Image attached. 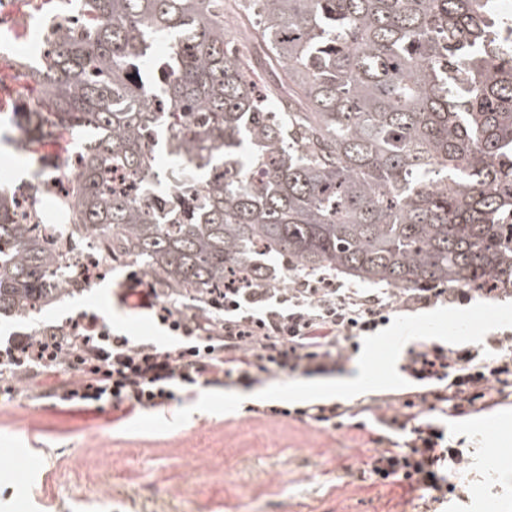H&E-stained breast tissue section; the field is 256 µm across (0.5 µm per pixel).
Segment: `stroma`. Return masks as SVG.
I'll return each mask as SVG.
<instances>
[{"label":"stroma","mask_w":512,"mask_h":512,"mask_svg":"<svg viewBox=\"0 0 512 512\" xmlns=\"http://www.w3.org/2000/svg\"><path fill=\"white\" fill-rule=\"evenodd\" d=\"M29 17L30 31L0 25V37L20 58L42 38L43 14L30 0H0V15ZM56 151L30 141L18 151L0 143L7 187L53 175L76 150L71 133L53 128ZM140 264L123 256L107 262L102 278L42 309L33 319H0V340L38 336L76 317L96 313L115 334L132 342H173L167 326L122 306L117 293ZM512 330V296L473 293L469 302L397 311L359 353L344 362L343 376L365 363V381L336 400L353 405L410 387L399 366L409 347L442 341L475 344L482 335ZM302 378L272 380L251 389L197 387L191 398L162 409L125 416L104 409L69 407L32 393L27 383L0 394V512H512V459H492L493 447H512V401L448 421L449 446L464 460L453 494L430 493L371 475L367 433L330 430L294 416H262L249 404L294 409L306 399Z\"/></svg>","instance_id":"1"}]
</instances>
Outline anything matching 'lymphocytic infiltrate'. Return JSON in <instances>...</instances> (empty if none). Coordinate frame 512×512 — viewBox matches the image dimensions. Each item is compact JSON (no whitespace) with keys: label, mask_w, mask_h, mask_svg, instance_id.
<instances>
[{"label":"lymphocytic infiltrate","mask_w":512,"mask_h":512,"mask_svg":"<svg viewBox=\"0 0 512 512\" xmlns=\"http://www.w3.org/2000/svg\"><path fill=\"white\" fill-rule=\"evenodd\" d=\"M468 301L465 288L421 289L396 294L336 285L329 279L300 278L289 288L228 286L208 312L184 316L170 294L143 276L128 278L121 300L130 309L155 312L175 330L196 337L190 347L134 344L111 335L103 317L91 314L67 333L52 329L15 341L0 361V377L18 382L54 377L60 367L79 376L77 385L56 384L69 405L128 412L155 409L193 393L197 386L251 388L282 375H333L360 337L388 322L393 305L412 309L439 297ZM418 386L416 399L398 398L382 408L379 422L405 433L400 448H376L369 458L381 482L407 484L447 498L453 487L444 471L460 464V449L444 444L433 412L468 416L497 404L500 388L512 383V341L495 336L477 346L448 348L421 344L408 349L402 366Z\"/></svg>","instance_id":"1"}]
</instances>
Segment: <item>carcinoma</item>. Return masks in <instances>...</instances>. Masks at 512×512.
Here are the masks:
<instances>
[{
  "mask_svg": "<svg viewBox=\"0 0 512 512\" xmlns=\"http://www.w3.org/2000/svg\"><path fill=\"white\" fill-rule=\"evenodd\" d=\"M44 43L20 76L39 136L80 134L68 237L99 238L157 287L204 302L268 288L286 263L391 288L512 292V30L496 0H249L256 63L224 0H44ZM170 42L151 62L154 41ZM156 82L157 112L137 88ZM169 191L114 187L157 171ZM0 191V316L75 291L67 266Z\"/></svg>",
  "mask_w": 512,
  "mask_h": 512,
  "instance_id": "1",
  "label": "carcinoma"
}]
</instances>
